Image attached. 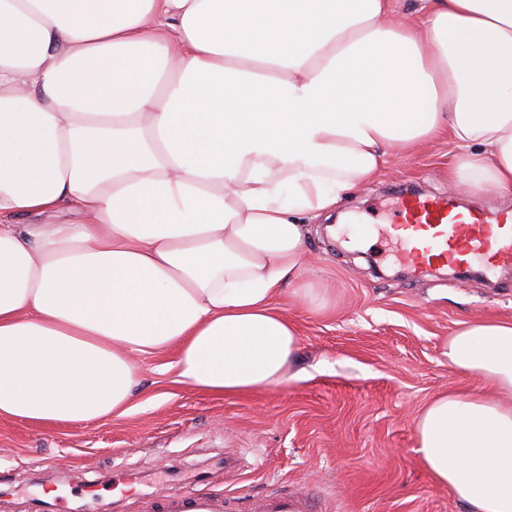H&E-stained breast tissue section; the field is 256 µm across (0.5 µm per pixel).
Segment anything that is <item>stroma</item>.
<instances>
[{
  "label": "stroma",
  "mask_w": 512,
  "mask_h": 512,
  "mask_svg": "<svg viewBox=\"0 0 512 512\" xmlns=\"http://www.w3.org/2000/svg\"><path fill=\"white\" fill-rule=\"evenodd\" d=\"M447 135L392 153L381 174L337 207V237L309 227L308 270L275 306L295 323L296 380L232 397L176 380L174 352L140 366L132 409L101 421L0 420V512H157L192 492L266 496L303 491L315 512H468L419 463L414 425L436 393L482 389L442 348L459 323L512 320V270L459 280L410 271L383 231L406 191L512 213V194L448 189ZM376 226L356 243L359 225ZM306 295L295 294V287Z\"/></svg>",
  "instance_id": "stroma-1"
}]
</instances>
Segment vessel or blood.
Wrapping results in <instances>:
<instances>
[{
    "mask_svg": "<svg viewBox=\"0 0 512 512\" xmlns=\"http://www.w3.org/2000/svg\"><path fill=\"white\" fill-rule=\"evenodd\" d=\"M394 236L403 258L414 266L440 261L453 266L480 263L512 267V224L506 216L462 210L439 197L418 196L402 204ZM166 512H312L307 498L292 493L218 500L193 493L168 499Z\"/></svg>",
    "mask_w": 512,
    "mask_h": 512,
    "instance_id": "vessel-or-blood-1",
    "label": "vessel or blood"
}]
</instances>
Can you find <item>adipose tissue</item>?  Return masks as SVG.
Returning a JSON list of instances; mask_svg holds the SVG:
<instances>
[{
	"label": "adipose tissue",
	"mask_w": 512,
	"mask_h": 512,
	"mask_svg": "<svg viewBox=\"0 0 512 512\" xmlns=\"http://www.w3.org/2000/svg\"><path fill=\"white\" fill-rule=\"evenodd\" d=\"M441 133L449 189L512 192V0H0V419L124 415L169 350L207 394L290 381L309 224ZM444 354L486 387L419 460L512 512V321Z\"/></svg>",
	"instance_id": "adipose-tissue-1"
}]
</instances>
